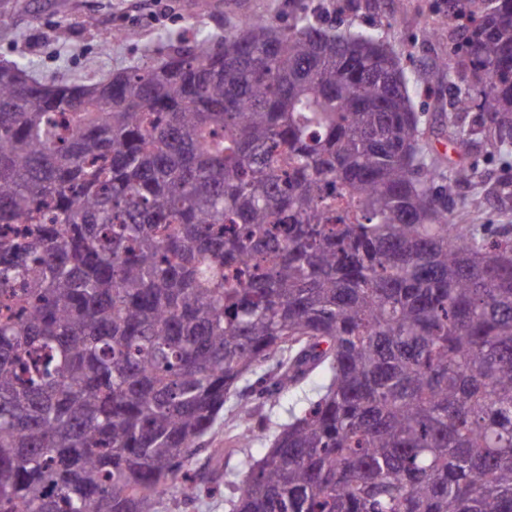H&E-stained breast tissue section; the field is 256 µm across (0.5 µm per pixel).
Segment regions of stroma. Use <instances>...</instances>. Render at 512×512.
<instances>
[{
  "label": "stroma",
  "mask_w": 512,
  "mask_h": 512,
  "mask_svg": "<svg viewBox=\"0 0 512 512\" xmlns=\"http://www.w3.org/2000/svg\"><path fill=\"white\" fill-rule=\"evenodd\" d=\"M440 0H356V12L345 19L360 25L376 24L390 48L406 67L407 88L416 111L425 115L429 156L443 169L473 167L469 183L454 185L453 205L470 209L471 223L511 224L512 199L499 193L512 184V139L493 145L464 135V124L449 118L448 84L428 88L431 72L464 75L472 87L486 77L474 72L458 53V41L439 21ZM293 0H0V62H31L36 74L88 82L105 79L123 68L149 65L165 58L180 35L220 33L227 20L241 15L264 16L287 24ZM320 376H312L302 393L286 392L274 402L259 389L232 395L217 422L215 433L196 450L193 465L213 474L211 490L199 502L183 507L180 498L166 501L161 512H229L247 471V463L264 453L261 444L238 448L222 458L223 447L234 433L240 402H247L266 425L288 420V411L304 395L316 397Z\"/></svg>",
  "instance_id": "obj_1"
}]
</instances>
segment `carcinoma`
Returning a JSON list of instances; mask_svg holds the SVG:
<instances>
[{"label":"carcinoma","mask_w":512,"mask_h":512,"mask_svg":"<svg viewBox=\"0 0 512 512\" xmlns=\"http://www.w3.org/2000/svg\"><path fill=\"white\" fill-rule=\"evenodd\" d=\"M512 138V0H445ZM328 0L97 82L0 65V512L199 500L232 391L321 373L231 512H512V234L466 224L405 67Z\"/></svg>","instance_id":"cac0c4a2"}]
</instances>
